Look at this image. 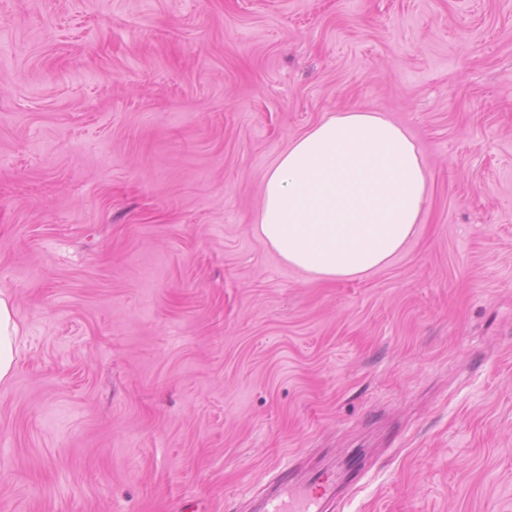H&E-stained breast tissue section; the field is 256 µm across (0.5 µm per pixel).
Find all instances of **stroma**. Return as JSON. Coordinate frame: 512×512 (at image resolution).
Listing matches in <instances>:
<instances>
[{"mask_svg": "<svg viewBox=\"0 0 512 512\" xmlns=\"http://www.w3.org/2000/svg\"><path fill=\"white\" fill-rule=\"evenodd\" d=\"M415 139L424 219L327 281L260 240L325 117ZM0 512H512V0H0ZM17 335L10 302L0 295V383L9 379L15 370ZM336 475L314 472L299 480L294 469H281L271 490L261 496L256 512H324L336 500Z\"/></svg>", "mask_w": 512, "mask_h": 512, "instance_id": "1", "label": "stroma"}]
</instances>
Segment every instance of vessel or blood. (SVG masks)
Wrapping results in <instances>:
<instances>
[{
  "label": "vessel or blood",
  "instance_id": "b4317fda",
  "mask_svg": "<svg viewBox=\"0 0 512 512\" xmlns=\"http://www.w3.org/2000/svg\"><path fill=\"white\" fill-rule=\"evenodd\" d=\"M336 499V476L315 472L298 479L291 469L279 470L270 491L261 497L259 512H325Z\"/></svg>",
  "mask_w": 512,
  "mask_h": 512
}]
</instances>
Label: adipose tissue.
Wrapping results in <instances>:
<instances>
[{"instance_id":"obj_1","label":"adipose tissue","mask_w":512,"mask_h":512,"mask_svg":"<svg viewBox=\"0 0 512 512\" xmlns=\"http://www.w3.org/2000/svg\"><path fill=\"white\" fill-rule=\"evenodd\" d=\"M428 192L404 127L376 112H339L295 138L267 171L256 231L291 266L322 279L354 276L404 248Z\"/></svg>"}]
</instances>
